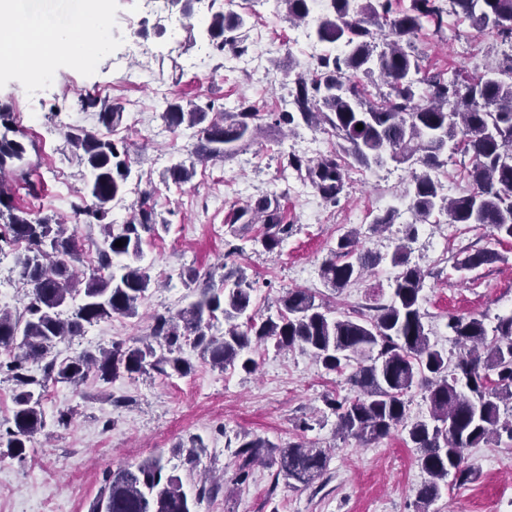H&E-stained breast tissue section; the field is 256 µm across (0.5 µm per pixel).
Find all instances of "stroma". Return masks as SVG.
Instances as JSON below:
<instances>
[{"label": "stroma", "mask_w": 512, "mask_h": 512, "mask_svg": "<svg viewBox=\"0 0 512 512\" xmlns=\"http://www.w3.org/2000/svg\"><path fill=\"white\" fill-rule=\"evenodd\" d=\"M214 8L246 19L238 32L245 55L208 47L207 14L195 13L174 29L164 15L147 12L141 0H111L110 14L138 19L134 34L150 49L145 60L124 57L132 33L120 27L111 45L97 53L94 67L58 60L49 85L30 86L17 73L0 72V139L26 147L23 162L8 177L16 205L71 218V204L86 194L90 180L65 141L75 127L108 132L130 147L133 173L123 202L113 208L115 218L127 217L128 203L143 191H156L159 227L144 235L140 257L156 287L148 290L136 316H115L57 342L58 358L149 335L153 315L193 301L183 281L187 269L219 272L228 239L242 249L234 262L254 283V306L265 317L276 315L279 297L292 288L311 290L335 311L366 317L372 316L376 297L387 299L393 292L398 270L385 256L413 223L406 195L412 166L390 161L366 169L343 157L345 189L338 204L324 202L284 168L282 155L294 151L317 158L338 150V139L328 129L291 131L275 123L276 113L287 110L293 87L277 63L309 66L311 53H323V45L300 38L299 23L290 21L276 0H216ZM259 30L264 39L257 45L253 38ZM496 42L493 33L476 31L455 16L442 33L427 23L414 38L423 69L468 74L485 72L488 48ZM244 98L262 114L253 140L224 161L196 163L191 181L175 185L170 170L187 160L197 136L195 129L174 130L163 121L165 102L231 112ZM104 102L123 112L120 124L108 130L98 120ZM32 185L38 191L34 197L28 193ZM273 195L294 231L269 253L260 243L261 225L233 231L227 219L233 207ZM390 209L396 215L390 231L368 234L375 217ZM353 228L362 231L363 245L384 259L364 280L335 292L325 286L320 267ZM486 248L497 251L499 261L470 272L455 270L458 258ZM14 256L10 246L0 252V308L19 316L29 297ZM409 261L426 273L421 309L433 340L446 352L457 351L446 327L449 316L473 315L491 327L512 312V240L495 241L488 227L457 229L445 215L433 214L418 226ZM183 356L191 366L184 375L154 373L109 384L91 376L76 388L52 385L42 399L45 433L32 439L24 459L0 456V512H89L106 467L153 455L162 456L167 471L180 478L196 512H416L426 475L403 434L370 445L337 437L336 416L324 398L350 396L345 375L327 371L309 353L281 350L271 342L253 349L258 364L253 373L214 369L188 344ZM61 411L71 414L64 427L55 421ZM243 435L283 448L293 442L328 448L332 458L309 486L277 477L267 459L254 463L242 482L234 452ZM467 456L479 479L442 487L428 512H512V443L471 448ZM206 480L219 488L202 497L198 490Z\"/></svg>", "instance_id": "35a3bbf8"}]
</instances>
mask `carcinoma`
Wrapping results in <instances>:
<instances>
[{
  "label": "carcinoma",
  "mask_w": 512,
  "mask_h": 512,
  "mask_svg": "<svg viewBox=\"0 0 512 512\" xmlns=\"http://www.w3.org/2000/svg\"><path fill=\"white\" fill-rule=\"evenodd\" d=\"M292 19L310 15L317 3L320 16L315 36L321 42L344 41L339 55L320 56L313 66L295 74L294 111L281 112L276 123L286 126H327L341 140L343 152L369 168L386 159L410 160L421 167L412 173L408 195L415 223L408 225L405 241L391 255L400 268L391 300L377 303L369 318L335 315L307 289H290L280 299L277 315L261 318L253 310V291L242 270L224 266L223 287L199 281L191 270L187 285L196 300L175 312L153 317L151 334L132 344L115 343L109 349L59 360L51 350L59 340L84 332L85 325L114 316L131 317L152 285L149 269L115 257H141L142 234L152 233L156 211L147 193L131 207L128 219L112 217L111 202L119 200L132 172L127 146L84 129L65 133L80 162L93 174L88 197L71 204L75 217L101 224L104 238L98 266L79 271L73 232L57 216H34L25 208L0 198V219L7 234L1 241L23 239L30 247L20 253L16 266L24 285L31 288L24 315L12 318L0 312V349L21 353L0 369L11 372L16 386L13 425L0 430V447L15 457L24 455L26 442L46 427L42 408L44 391L51 384L78 386L93 372L111 382L121 376L151 371L184 375L189 370L182 343L191 344L221 369L240 367L252 373L257 362L248 356L251 345L275 341L280 349L298 347L311 353L329 372L352 368L347 382L351 398H331L336 431L368 445L399 430L418 448V463L428 475L418 491L427 506L440 496L441 483L454 476L458 484L474 481L478 472L466 450L512 440V314L497 317L493 334L483 319L453 316L448 319L455 343L462 349L455 358L431 341L421 312L425 273L410 266L405 242L414 239L415 224H425L443 211L450 224H484L497 235L512 238V56L480 77L433 72L420 75L421 66L412 38L427 21L440 33L445 16L460 15L478 31L487 28L485 16L500 21L502 43L512 44V0H411V8L393 15L392 0H281ZM245 21L234 13L211 15L207 32L213 47L242 54L247 48L232 33ZM378 75L386 90L370 97L363 78ZM162 119L171 128L197 129L192 154L200 161L223 160L252 138L260 113L243 99L235 112L215 116L198 108L166 102ZM363 129H356L357 124ZM469 157L467 179L472 190L454 198L442 194L431 171L445 165L448 143ZM26 148L16 140L0 143V174L24 160ZM286 166L309 181L328 203L335 204L345 181L340 156L333 152L317 160L285 155ZM263 224L262 246L272 253L293 233L284 223L276 199L263 197L233 209L230 225ZM123 241V246L115 242ZM499 258L483 249L456 261L459 271H472ZM383 257L359 248L357 231L340 237L337 250L321 265L324 284L339 292L361 281ZM224 319V335L209 333L212 321ZM414 387L424 391L429 418L408 422L406 396ZM274 447L261 438H242L236 455L239 479L251 465ZM331 459L326 448L290 443L279 451L277 474L310 485L326 472ZM104 485L90 512H195V503L182 490L180 479L167 473L162 457L103 471Z\"/></svg>",
  "instance_id": "1"
}]
</instances>
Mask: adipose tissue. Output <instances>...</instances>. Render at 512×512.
<instances>
[{"label": "adipose tissue", "mask_w": 512, "mask_h": 512, "mask_svg": "<svg viewBox=\"0 0 512 512\" xmlns=\"http://www.w3.org/2000/svg\"><path fill=\"white\" fill-rule=\"evenodd\" d=\"M22 0H0V67L14 68L17 59L14 53L18 46L42 41L40 50L33 53L27 63L31 72L46 71L50 63L58 58H74L97 53L103 49V38L91 33L88 40L76 38L72 29L64 27L48 15L22 17Z\"/></svg>", "instance_id": "ef3b65f1"}]
</instances>
